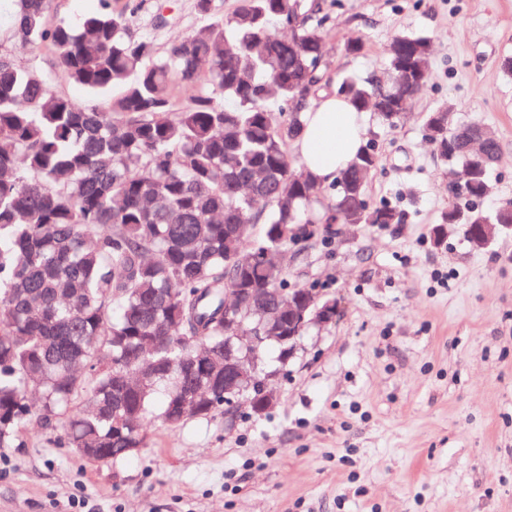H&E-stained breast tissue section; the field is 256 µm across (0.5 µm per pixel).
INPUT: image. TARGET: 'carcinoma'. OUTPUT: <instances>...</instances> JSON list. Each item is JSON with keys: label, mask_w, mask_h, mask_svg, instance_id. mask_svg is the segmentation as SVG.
<instances>
[{"label": "carcinoma", "mask_w": 512, "mask_h": 512, "mask_svg": "<svg viewBox=\"0 0 512 512\" xmlns=\"http://www.w3.org/2000/svg\"><path fill=\"white\" fill-rule=\"evenodd\" d=\"M196 7L203 25L159 53L130 36L126 4L99 0L74 27L49 22L52 0H14L8 38L53 50L58 71L91 102L58 94L51 75L0 48V448L14 447L32 417L51 427L64 415L62 444L98 448L94 460L108 461L124 457L114 448L144 447L147 423L180 421L182 386L196 390L197 416L224 410V384L181 371L180 360L203 347L224 371L225 291L303 295L275 260L299 244L291 232L300 224L404 220L368 200L380 163L370 138L326 206L323 185L289 152L303 113L327 89L324 0H236L219 15L212 0ZM290 15L288 38L278 27ZM388 55L394 80L341 77L330 89L383 125L399 116L378 101L423 91L430 40L397 36ZM273 101L285 111L280 122ZM424 127L448 170L469 165L468 200L482 199L489 175L448 150L468 124L442 105ZM450 224L467 225L482 249L512 226V202L442 217L434 242ZM261 317L288 335L287 312L247 313ZM116 357L125 375L164 369L123 392L112 378Z\"/></svg>", "instance_id": "carcinoma-1"}]
</instances>
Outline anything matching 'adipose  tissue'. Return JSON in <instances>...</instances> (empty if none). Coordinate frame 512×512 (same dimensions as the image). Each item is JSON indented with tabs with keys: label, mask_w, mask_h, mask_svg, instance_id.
<instances>
[{
	"label": "adipose tissue",
	"mask_w": 512,
	"mask_h": 512,
	"mask_svg": "<svg viewBox=\"0 0 512 512\" xmlns=\"http://www.w3.org/2000/svg\"><path fill=\"white\" fill-rule=\"evenodd\" d=\"M362 116L344 97L322 94L305 112L294 147L306 168L325 184L334 182L362 144Z\"/></svg>",
	"instance_id": "1"
}]
</instances>
